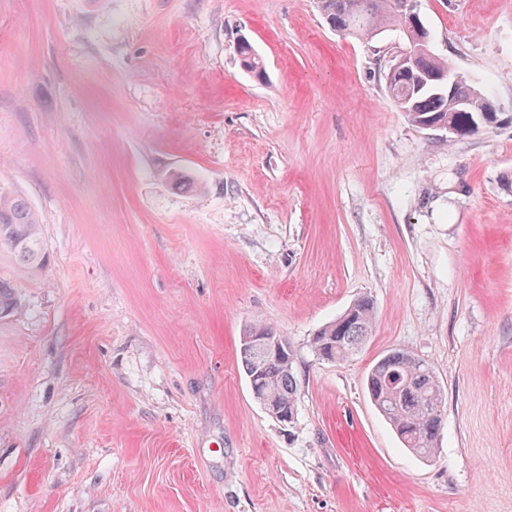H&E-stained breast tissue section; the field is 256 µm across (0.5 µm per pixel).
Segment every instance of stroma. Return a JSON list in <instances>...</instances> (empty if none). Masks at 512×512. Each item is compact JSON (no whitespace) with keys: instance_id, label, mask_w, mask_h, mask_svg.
<instances>
[{"instance_id":"stroma-1","label":"stroma","mask_w":512,"mask_h":512,"mask_svg":"<svg viewBox=\"0 0 512 512\" xmlns=\"http://www.w3.org/2000/svg\"><path fill=\"white\" fill-rule=\"evenodd\" d=\"M420 16L506 121L412 125L378 60L399 30L316 0H0V186L49 256L0 252V512H512V0ZM364 295L370 339L318 357ZM255 325L293 346V423L251 395ZM394 349L443 386L434 457L368 394Z\"/></svg>"}]
</instances>
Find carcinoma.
<instances>
[{"mask_svg":"<svg viewBox=\"0 0 512 512\" xmlns=\"http://www.w3.org/2000/svg\"><path fill=\"white\" fill-rule=\"evenodd\" d=\"M323 17L336 25V31L363 39H374L389 27H398L406 46H420L419 31L413 28L399 8V0H317ZM412 68L442 72L448 62L435 56L430 46L416 52ZM409 78L402 71L392 78V100L409 122L419 127L427 122L457 128L464 135L470 131L474 113L459 112L446 97L430 90L413 94L408 102L406 88ZM458 93L471 100L472 108L482 104L484 90L464 81ZM40 217L27 201L0 188V248L8 250L23 265L42 266L47 261L39 231ZM18 299L11 283L0 278V315L17 306ZM375 319L374 303L368 296L357 298L335 320L320 327L311 340L318 355L340 361L352 355L372 335ZM272 338L283 346L285 355L263 358L257 353L239 351V359L248 382L254 384L252 396L265 405L281 411L296 410L297 378L294 351L288 339L267 327ZM371 399L389 422L404 447L429 457L433 454L442 427L441 406L444 390L434 368L425 360L407 351L396 349L383 356L367 378Z\"/></svg>","mask_w":512,"mask_h":512,"instance_id":"1","label":"carcinoma"}]
</instances>
